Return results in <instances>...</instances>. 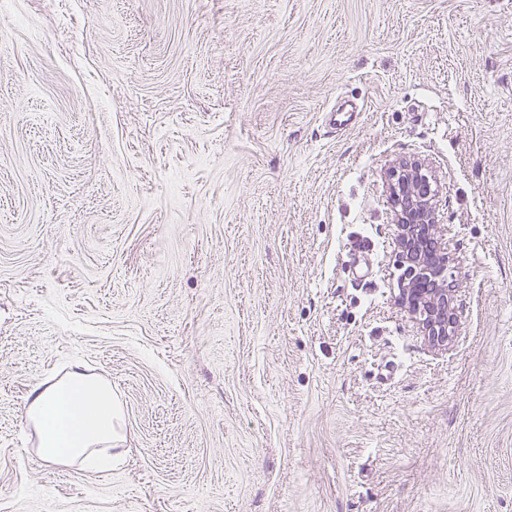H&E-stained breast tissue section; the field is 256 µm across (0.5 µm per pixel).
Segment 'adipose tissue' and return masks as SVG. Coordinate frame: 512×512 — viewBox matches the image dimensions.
<instances>
[{"label": "adipose tissue", "instance_id": "obj_1", "mask_svg": "<svg viewBox=\"0 0 512 512\" xmlns=\"http://www.w3.org/2000/svg\"><path fill=\"white\" fill-rule=\"evenodd\" d=\"M26 414L40 432L39 453L50 464L102 467L110 461L104 448L118 443L122 420L111 387L78 370L36 392Z\"/></svg>", "mask_w": 512, "mask_h": 512}]
</instances>
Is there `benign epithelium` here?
<instances>
[{"mask_svg": "<svg viewBox=\"0 0 512 512\" xmlns=\"http://www.w3.org/2000/svg\"><path fill=\"white\" fill-rule=\"evenodd\" d=\"M388 181L402 270L401 302L428 341L444 346L453 337L456 315L448 288V253L424 249L436 235L432 176L418 162H402L389 171Z\"/></svg>", "mask_w": 512, "mask_h": 512, "instance_id": "1", "label": "benign epithelium"}]
</instances>
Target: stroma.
<instances>
[{
  "label": "stroma",
  "instance_id": "stroma-1",
  "mask_svg": "<svg viewBox=\"0 0 512 512\" xmlns=\"http://www.w3.org/2000/svg\"><path fill=\"white\" fill-rule=\"evenodd\" d=\"M402 160L444 348L398 302ZM75 368L124 417L102 470L24 419ZM0 512H512V0H13ZM389 199L399 248V295L423 335L444 346L453 337L456 315L448 288V252L427 253L424 243L435 245L436 202L432 175L418 162L394 165L388 174ZM433 282L436 288H428Z\"/></svg>",
  "mask_w": 512,
  "mask_h": 512
}]
</instances>
